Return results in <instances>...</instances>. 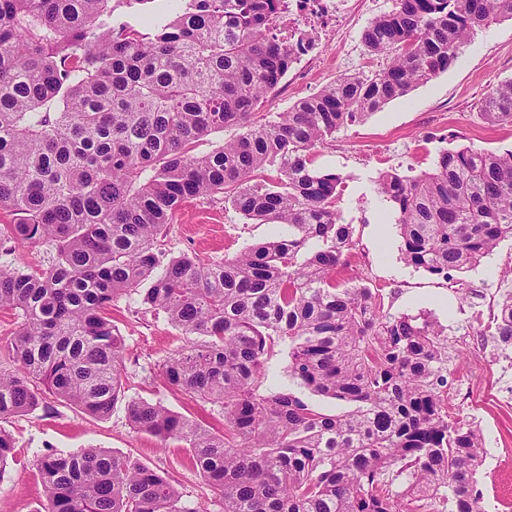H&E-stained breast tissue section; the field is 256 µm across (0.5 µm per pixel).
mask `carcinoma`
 I'll return each mask as SVG.
<instances>
[{"label": "carcinoma", "mask_w": 512, "mask_h": 512, "mask_svg": "<svg viewBox=\"0 0 512 512\" xmlns=\"http://www.w3.org/2000/svg\"><path fill=\"white\" fill-rule=\"evenodd\" d=\"M152 2L0 0V211L16 216L8 236L54 249L43 266L0 267V309L19 318L0 343V419L45 393L109 416L126 398L112 303L134 295L187 338L160 375L223 429L142 400L128 421L185 442L224 512H483L482 434L444 397L448 341L429 315L389 316L372 289L336 283L352 248L343 178L309 152L448 70L477 30L512 18V0H393L363 32L385 68L272 119L259 110L303 49L272 30L278 0H171L134 22L120 11ZM482 109L512 123V79ZM224 128L239 133L192 154ZM377 189L404 260L431 275L512 238V150L445 149L432 172H382ZM217 195L288 236L222 262L167 257L158 238L180 207ZM492 335L512 346V292ZM279 349L293 385L269 389ZM309 393L349 410L322 413ZM13 455L0 429V475ZM35 467L44 512H199L164 474L104 448L52 450Z\"/></svg>", "instance_id": "obj_1"}]
</instances>
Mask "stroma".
<instances>
[{
  "label": "stroma",
  "mask_w": 512,
  "mask_h": 512,
  "mask_svg": "<svg viewBox=\"0 0 512 512\" xmlns=\"http://www.w3.org/2000/svg\"><path fill=\"white\" fill-rule=\"evenodd\" d=\"M392 0H359L337 40L321 45L305 70L290 69L269 94L266 117L287 111L346 74L385 66L383 57L367 53L362 34ZM346 41L366 61L343 68L333 56ZM512 79V19L502 18L479 30L460 50L454 64L406 96L387 103L362 122L346 126L310 152L320 173L343 176L339 208L352 227L353 250L366 262L356 276L360 284L380 289L388 315L427 312L445 329L448 340V394L453 415L482 431L485 460L477 474L485 512H512V358L501 355L499 342L487 333L503 295L512 290V239L466 272L443 279L407 265L396 227L382 228L386 202L377 191L380 172L408 175L432 171L440 151L472 148L512 150V124H491L481 103L502 81ZM283 224L245 219L222 197L198 198L177 213L162 239L167 254L189 253L203 261H221L245 248L287 236ZM124 339L126 396L159 402L201 420L209 405L166 385L159 365L181 343L178 330L163 318L143 313L137 303L120 298L113 311ZM15 443L14 460L0 477V512H40L43 492L34 462L49 450L105 448L168 472L184 502L198 512H224V503L185 463L183 443H161L129 424L124 404L104 419L90 417L53 396L34 411L0 421Z\"/></svg>",
  "instance_id": "stroma-1"
}]
</instances>
